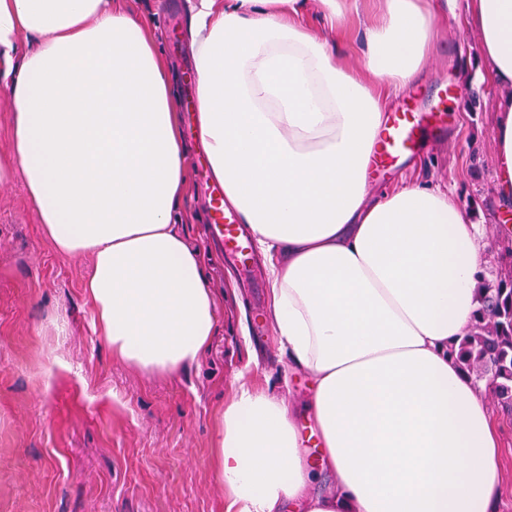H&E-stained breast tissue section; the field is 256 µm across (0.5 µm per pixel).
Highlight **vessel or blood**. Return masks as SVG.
<instances>
[{
    "mask_svg": "<svg viewBox=\"0 0 512 512\" xmlns=\"http://www.w3.org/2000/svg\"><path fill=\"white\" fill-rule=\"evenodd\" d=\"M447 127V113L437 105L426 112L406 108L388 116L381 149L375 155L376 172L387 171L401 159L415 154L420 150L425 136H442ZM210 207L213 211L212 227L223 238L225 253L240 262H248L251 258L249 238L236 212L225 207L221 186H213Z\"/></svg>",
    "mask_w": 512,
    "mask_h": 512,
    "instance_id": "1",
    "label": "vessel or blood"
}]
</instances>
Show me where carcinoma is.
I'll use <instances>...</instances> for the list:
<instances>
[{
    "label": "carcinoma",
    "mask_w": 512,
    "mask_h": 512,
    "mask_svg": "<svg viewBox=\"0 0 512 512\" xmlns=\"http://www.w3.org/2000/svg\"><path fill=\"white\" fill-rule=\"evenodd\" d=\"M477 308L460 337L462 369L484 381L502 414L512 416V240L501 244L497 265L481 276Z\"/></svg>",
    "instance_id": "obj_1"
}]
</instances>
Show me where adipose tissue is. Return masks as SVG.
<instances>
[{
	"instance_id": "obj_1",
	"label": "adipose tissue",
	"mask_w": 512,
	"mask_h": 512,
	"mask_svg": "<svg viewBox=\"0 0 512 512\" xmlns=\"http://www.w3.org/2000/svg\"><path fill=\"white\" fill-rule=\"evenodd\" d=\"M298 0H188L196 135L270 267L269 317L311 382L332 492L312 495L295 413L243 385L221 412L225 512H497L503 454L487 387L449 354L470 325L485 241L437 186L375 198L393 98L418 77L440 0H376L352 77ZM486 71L507 87L496 188L512 202V0H469ZM36 47L15 60L21 36ZM0 93L20 177L56 252L87 255L84 292L114 356L193 365L215 296L175 214L184 148L170 69L119 0H0Z\"/></svg>"
}]
</instances>
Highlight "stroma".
Segmentation results:
<instances>
[{"instance_id":"stroma-1","label":"stroma","mask_w":512,"mask_h":512,"mask_svg":"<svg viewBox=\"0 0 512 512\" xmlns=\"http://www.w3.org/2000/svg\"><path fill=\"white\" fill-rule=\"evenodd\" d=\"M467 0H444L432 51L392 110L448 103L445 138L384 175L372 195L416 181L447 190L482 228L492 264L499 240L494 119L500 89L484 79L479 34ZM127 14L172 71L182 101L193 94L186 0H123ZM187 188L179 218L216 297V330L191 368L150 374L113 358L93 330L83 285L89 256L57 253L43 237L20 179L0 180V512H224L213 466L221 411L241 383L303 413L309 388L268 324L270 273L255 251L260 289L242 287L237 269L207 230L211 173L193 112L181 115Z\"/></svg>"}]
</instances>
